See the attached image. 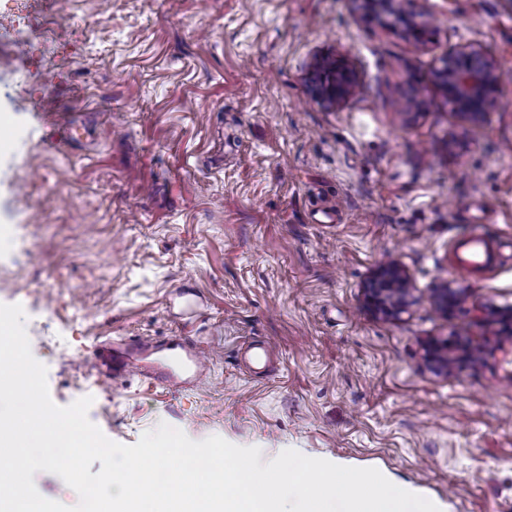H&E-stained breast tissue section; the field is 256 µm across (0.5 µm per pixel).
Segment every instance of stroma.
<instances>
[{
    "label": "stroma",
    "mask_w": 512,
    "mask_h": 512,
    "mask_svg": "<svg viewBox=\"0 0 512 512\" xmlns=\"http://www.w3.org/2000/svg\"><path fill=\"white\" fill-rule=\"evenodd\" d=\"M416 47L352 0H0V304L24 309L61 407L131 445L159 423L190 439L291 448L374 467L444 512H512V335L476 304L512 305V249L451 270L455 239L512 237V0H414ZM509 75L481 122L434 81L449 49ZM342 54L356 94L328 107L305 83ZM82 146L48 149L61 119ZM416 304L378 314L386 259ZM466 299L439 312L437 288ZM194 289L201 316L177 317ZM130 336H184L210 359L195 388L94 367ZM479 352L448 372L431 342ZM268 350L258 372L253 347Z\"/></svg>",
    "instance_id": "35a3bbf8"
}]
</instances>
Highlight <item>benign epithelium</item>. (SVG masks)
Returning <instances> with one entry per match:
<instances>
[{"label":"benign epithelium","instance_id":"7a95c632","mask_svg":"<svg viewBox=\"0 0 512 512\" xmlns=\"http://www.w3.org/2000/svg\"><path fill=\"white\" fill-rule=\"evenodd\" d=\"M407 0H366L369 11L366 16L396 27L400 26L415 45L423 46L431 39L426 23L413 10L407 8ZM436 81L448 102L467 120L478 122L496 103V93L502 81L495 61L484 50L471 46H459L448 51L435 72ZM310 97L321 104L336 105L354 94L358 82L347 61L342 56H323L316 59L308 73ZM367 301L378 312L396 318L410 305L409 276L397 264L380 267L366 288ZM464 296V291L447 285L437 289L433 300L441 310L453 309ZM481 315L512 332V307L479 308ZM450 344L434 343L428 350L429 363L439 370H448V356L444 350Z\"/></svg>","mask_w":512,"mask_h":512}]
</instances>
